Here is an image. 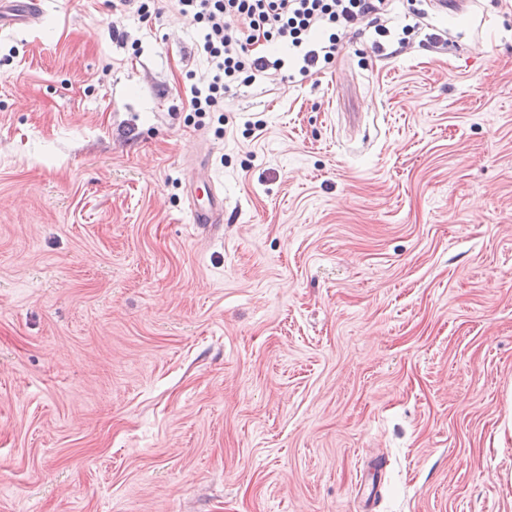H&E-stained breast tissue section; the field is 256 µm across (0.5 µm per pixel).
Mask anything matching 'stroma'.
<instances>
[{"label":"stroma","instance_id":"stroma-1","mask_svg":"<svg viewBox=\"0 0 512 512\" xmlns=\"http://www.w3.org/2000/svg\"><path fill=\"white\" fill-rule=\"evenodd\" d=\"M43 2L0 31V512H512V0H395L202 114L167 0ZM210 208L207 210L198 209L195 205H190V219L194 224H219L224 216V199L215 194L210 186Z\"/></svg>","mask_w":512,"mask_h":512}]
</instances>
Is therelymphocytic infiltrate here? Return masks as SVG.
I'll return each instance as SVG.
<instances>
[{
	"instance_id": "1",
	"label": "lymphocytic infiltrate",
	"mask_w": 512,
	"mask_h": 512,
	"mask_svg": "<svg viewBox=\"0 0 512 512\" xmlns=\"http://www.w3.org/2000/svg\"><path fill=\"white\" fill-rule=\"evenodd\" d=\"M179 15L202 31L201 51L210 65L207 77L190 88L191 111L220 112L239 86H249L268 71L291 67L309 77L332 65L347 36L363 23L378 35L389 30L380 19L391 0H170ZM288 50L287 57L273 46Z\"/></svg>"
}]
</instances>
